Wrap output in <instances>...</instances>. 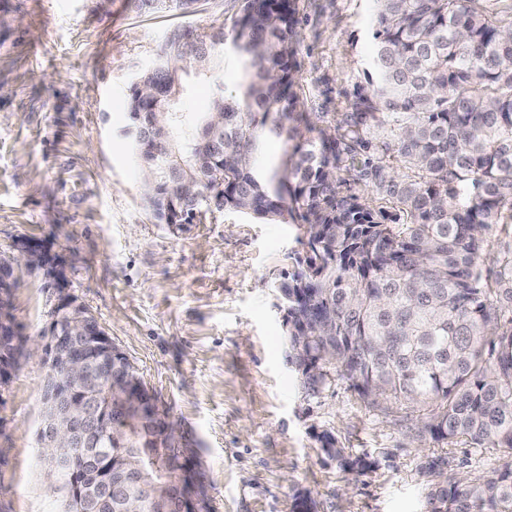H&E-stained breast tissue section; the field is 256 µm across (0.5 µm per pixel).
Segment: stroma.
I'll return each instance as SVG.
<instances>
[{
	"mask_svg": "<svg viewBox=\"0 0 512 512\" xmlns=\"http://www.w3.org/2000/svg\"><path fill=\"white\" fill-rule=\"evenodd\" d=\"M235 0L193 13L130 0H0V254L39 245L138 368L167 411L204 512H429L442 476L490 477L507 459L440 446L416 413L365 405L348 381L308 391L275 288L293 270L304 227L230 209L160 224L125 130L133 79L177 27H230ZM296 91L316 129L335 127L364 80L372 0H297ZM235 61L188 75L174 109L196 119ZM11 313L28 347L48 334L58 291L14 266ZM46 367L25 356L0 387V512H64L38 442ZM331 434L344 461L329 457Z\"/></svg>",
	"mask_w": 512,
	"mask_h": 512,
	"instance_id": "35a3bbf8",
	"label": "stroma"
}]
</instances>
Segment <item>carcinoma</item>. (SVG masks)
I'll return each mask as SVG.
<instances>
[{"label": "carcinoma", "mask_w": 512, "mask_h": 512, "mask_svg": "<svg viewBox=\"0 0 512 512\" xmlns=\"http://www.w3.org/2000/svg\"><path fill=\"white\" fill-rule=\"evenodd\" d=\"M195 0H134L189 12ZM229 30H173L130 87L132 124L172 111L183 74L224 69L240 82L219 90L185 136L156 127L135 144L154 176L149 209L171 210L174 173L215 209L259 221L306 226L294 272L277 290L288 310L293 358L312 392L340 375L370 408L407 407L441 445L463 440L512 458V251L493 279L483 271L487 235L512 236V13L490 0H375V50L341 132L313 131L295 91L296 0H237ZM224 117V142L201 144ZM296 141L283 170L264 171L265 130ZM370 185L382 206L337 190L340 172ZM403 175H397V172ZM11 312L0 313V363L12 356ZM112 383L138 374L113 347ZM140 417L112 427L75 457L61 480L65 512L91 496L96 455L112 452V498L102 512H126L137 461L140 485L171 482L183 467L165 409L140 382ZM430 512H512V463L481 479L444 477Z\"/></svg>", "instance_id": "carcinoma-1"}]
</instances>
